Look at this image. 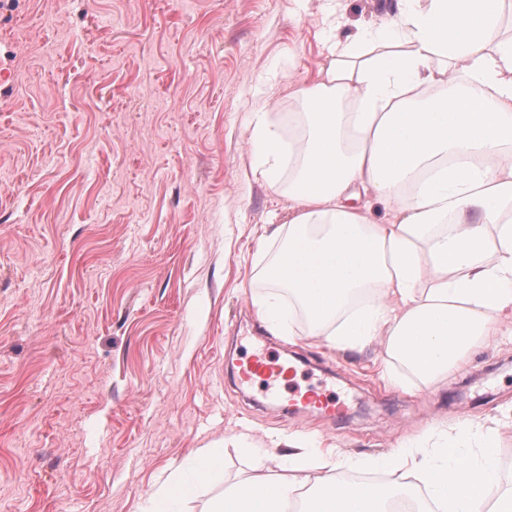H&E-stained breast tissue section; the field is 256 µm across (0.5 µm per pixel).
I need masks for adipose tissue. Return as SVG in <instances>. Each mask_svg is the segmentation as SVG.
Listing matches in <instances>:
<instances>
[{
  "instance_id": "ef3b65f1",
  "label": "adipose tissue",
  "mask_w": 512,
  "mask_h": 512,
  "mask_svg": "<svg viewBox=\"0 0 512 512\" xmlns=\"http://www.w3.org/2000/svg\"><path fill=\"white\" fill-rule=\"evenodd\" d=\"M512 0H399L373 41L329 35V65L296 89L304 133L283 139L265 109L250 123L261 174L288 171V221L261 246L274 285L252 304L293 335L283 308L316 321L315 335L384 354L433 379L512 319V39L499 37ZM450 60L438 69L435 58ZM383 203L370 217L358 194ZM496 427L463 421L431 447L390 456L395 484L347 485L344 469L371 467L333 450L292 456L291 475L225 484L204 512H387L409 480L439 512H512L498 470ZM217 460L200 449L187 470L152 490L141 512H172Z\"/></svg>"
}]
</instances>
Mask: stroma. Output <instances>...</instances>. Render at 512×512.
<instances>
[{
    "label": "stroma",
    "instance_id": "1",
    "mask_svg": "<svg viewBox=\"0 0 512 512\" xmlns=\"http://www.w3.org/2000/svg\"><path fill=\"white\" fill-rule=\"evenodd\" d=\"M396 0H27L78 32L0 16L27 94L0 71V512H137L155 483L215 444L226 481L287 475L288 444L387 458L461 420L496 425L512 481V338L489 336L424 381L381 353L296 322L263 329V225L287 199L252 171L251 112L274 121L326 65L329 33L383 26ZM264 349L295 388L335 390L342 420L233 382ZM249 433L262 450L233 445Z\"/></svg>",
    "mask_w": 512,
    "mask_h": 512
}]
</instances>
